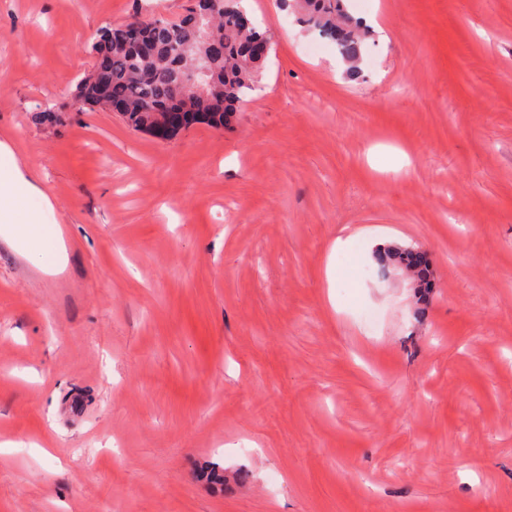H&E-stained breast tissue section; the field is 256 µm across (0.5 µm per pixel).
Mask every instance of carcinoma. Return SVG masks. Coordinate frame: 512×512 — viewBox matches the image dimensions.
<instances>
[{"label":"carcinoma","mask_w":512,"mask_h":512,"mask_svg":"<svg viewBox=\"0 0 512 512\" xmlns=\"http://www.w3.org/2000/svg\"><path fill=\"white\" fill-rule=\"evenodd\" d=\"M294 2L307 25L336 42L351 64L349 75H359L357 62L370 32L352 20L344 0ZM264 36L241 0H211L198 20L192 9L177 21L157 17L140 24L135 18L93 43L96 68L74 97L91 108L120 102L128 122L151 132L170 106L222 126L256 88L264 59L252 53L251 44ZM379 261L410 274L417 287H430L428 259L419 249L394 245Z\"/></svg>","instance_id":"carcinoma-1"}]
</instances>
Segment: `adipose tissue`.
Instances as JSON below:
<instances>
[{"label": "adipose tissue", "instance_id": "1", "mask_svg": "<svg viewBox=\"0 0 512 512\" xmlns=\"http://www.w3.org/2000/svg\"><path fill=\"white\" fill-rule=\"evenodd\" d=\"M48 196L23 173L7 144L0 143V237L38 264L58 255L60 231L46 223Z\"/></svg>", "mask_w": 512, "mask_h": 512}]
</instances>
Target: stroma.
<instances>
[{"instance_id":"1","label":"stroma","mask_w":512,"mask_h":512,"mask_svg":"<svg viewBox=\"0 0 512 512\" xmlns=\"http://www.w3.org/2000/svg\"><path fill=\"white\" fill-rule=\"evenodd\" d=\"M243 2L256 89L158 137L39 110L192 0H0V142L64 242L0 238V512H512V0H346L356 81ZM379 261L383 268L395 267L410 274L417 288L430 287L428 259L418 248L394 245L380 253Z\"/></svg>"}]
</instances>
